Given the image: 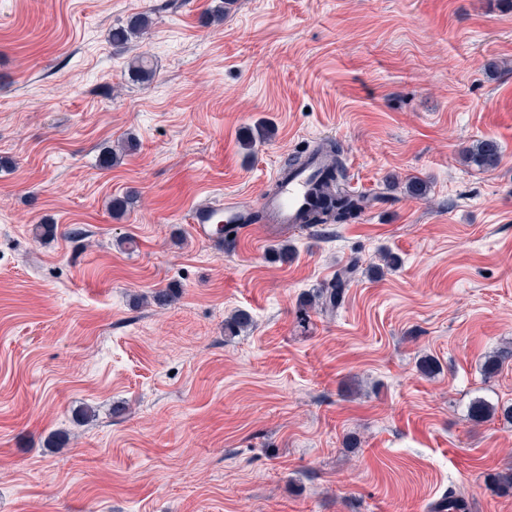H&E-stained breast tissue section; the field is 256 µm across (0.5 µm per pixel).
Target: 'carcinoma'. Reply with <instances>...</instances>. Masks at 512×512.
<instances>
[{
    "label": "carcinoma",
    "mask_w": 512,
    "mask_h": 512,
    "mask_svg": "<svg viewBox=\"0 0 512 512\" xmlns=\"http://www.w3.org/2000/svg\"><path fill=\"white\" fill-rule=\"evenodd\" d=\"M152 25L153 20L147 12L129 17L126 22L112 27V46L117 49L126 48L128 44L147 34ZM128 67L132 78L137 81L147 82L153 75V65L143 55L133 57ZM315 152L326 156L329 164L317 170L315 174L318 179V196L312 208L303 217V223L314 226L348 224L356 220L363 210L364 198L347 189L340 146L334 141H325L318 145ZM499 158L498 144L493 141H481L466 151V159L483 168L496 166ZM358 266V260H351L349 265L336 273L332 281L310 296L308 304H317L330 312L338 310L344 302L345 289ZM248 323L247 316L235 314L224 321V334L229 337L236 336ZM470 413L473 420L483 422L495 416L497 407L482 398H477L470 404ZM491 481L499 495L512 496V470L493 474Z\"/></svg>",
    "instance_id": "cac0c4a2"
}]
</instances>
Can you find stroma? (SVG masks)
<instances>
[{"instance_id":"35a3bbf8","label":"stroma","mask_w":512,"mask_h":512,"mask_svg":"<svg viewBox=\"0 0 512 512\" xmlns=\"http://www.w3.org/2000/svg\"><path fill=\"white\" fill-rule=\"evenodd\" d=\"M217 2L0 0V512H512L487 483L512 423L468 415L512 406V357L481 370L512 347V0H235L208 23ZM141 12L150 38L113 48ZM326 138L356 223L194 235L199 203L257 209ZM483 140L495 167L462 158ZM354 258L342 308L301 315Z\"/></svg>"}]
</instances>
